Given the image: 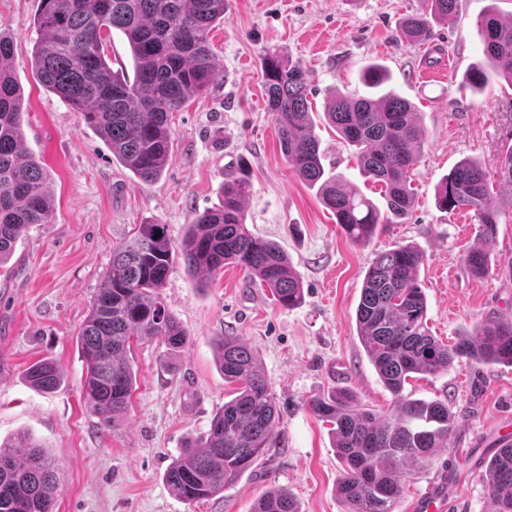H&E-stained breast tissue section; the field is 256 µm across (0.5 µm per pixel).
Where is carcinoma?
Returning a JSON list of instances; mask_svg holds the SVG:
<instances>
[{
    "mask_svg": "<svg viewBox=\"0 0 512 512\" xmlns=\"http://www.w3.org/2000/svg\"><path fill=\"white\" fill-rule=\"evenodd\" d=\"M34 19L40 38L31 49L34 72L96 129L112 156L137 182L158 181L172 144L173 114L223 76L209 34L224 21L225 0H40ZM459 0H422L406 16L402 38L431 36V20H453ZM484 62L466 71L462 84L486 87L498 77L512 84V25L491 10L478 21ZM126 38L134 75L112 71L107 36ZM20 46L0 33V266L33 224H49L53 198L48 177L28 151L23 96L13 75ZM263 86L280 149L302 181L318 186L322 202L350 241L366 245L378 226L404 219L414 206L412 175L423 148L415 106L390 91L337 94L324 107L325 121L357 149L362 174L380 187L387 213L341 174H326L316 124L307 98L305 72L282 55L262 58ZM371 88L385 83L379 65L364 69ZM495 175L512 185V147ZM252 185L244 176L224 181L218 203L187 225L174 245L165 224L139 225L112 249L78 343L86 365L83 391L88 412L104 426H117L128 411L136 370L128 353L134 342L161 341L173 355L189 336L162 296L175 256L188 274L202 278L226 265L269 289L282 307L303 300V287L280 245L253 233L244 203ZM437 204L450 213L473 212L481 243L465 254L467 268L482 277L492 269L483 242L494 237L501 205L489 193V173L476 160L458 162L437 189ZM423 254L409 245L380 252L368 269L356 310L363 349L380 381L395 398L385 413L362 407L352 391L339 389L310 401L316 417L331 425L344 476L339 495L348 512H394L405 466L430 461L448 447L455 413L448 402L403 394L415 375H435L460 360L512 365V319L489 317L448 346L428 327L426 296L418 280ZM224 382L235 396L213 416L205 434L188 437L164 473L171 493L195 503L233 483L268 453L279 415L276 398L255 353L239 339L216 340ZM32 387L60 384L56 363L42 359L26 370ZM488 491L496 512H512V442L497 443L487 463ZM60 468L45 441L32 434L0 440V512H54ZM252 512H299L286 489L264 493Z\"/></svg>",
    "mask_w": 512,
    "mask_h": 512,
    "instance_id": "obj_1",
    "label": "carcinoma"
}]
</instances>
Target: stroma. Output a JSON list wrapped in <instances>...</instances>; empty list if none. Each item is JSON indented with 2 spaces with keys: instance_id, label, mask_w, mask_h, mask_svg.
I'll list each match as a JSON object with an SVG mask.
<instances>
[{
  "instance_id": "obj_1",
  "label": "stroma",
  "mask_w": 512,
  "mask_h": 512,
  "mask_svg": "<svg viewBox=\"0 0 512 512\" xmlns=\"http://www.w3.org/2000/svg\"><path fill=\"white\" fill-rule=\"evenodd\" d=\"M457 19L437 20L424 42L399 38L401 19L419 0H227L211 42L224 72L208 92L173 117L172 146L162 179L138 184L81 113L48 92L28 54L40 0H0V32L21 47L14 72L23 93L25 143L47 171L54 196L51 223L33 225L0 267V439L29 432L42 438L61 469L55 512H252L272 488L287 489L300 512H346L343 477L329 427L309 402L338 388L386 412L392 394L380 382L358 336L356 307L377 251L411 244L424 255L419 279L434 336L452 344L490 316L512 318V279L477 278L464 264L479 237L477 220L459 229L457 213L437 207L435 189L461 159L495 172L512 146V85L461 88L463 71L482 62L477 20L489 7L512 16V0H460ZM277 52L307 73L309 100L322 113L331 95L367 96L361 81L371 63L389 73L387 89L417 109L425 139L413 175L415 204L404 222L379 225L372 242L352 243L316 187L283 157L261 76L265 53ZM456 64L447 67L445 56ZM435 72L421 84L423 69ZM323 163L373 201L378 186L359 170L355 149L318 121ZM247 174L252 192L246 222L279 243L304 288L302 303L284 308L225 266L204 280L175 261L162 293L189 334L167 355L161 342L135 343L129 355L137 385L116 429L100 426L85 406V362L77 337L112 258V248L139 225H167L173 242L214 206L227 177ZM504 209L486 244L492 261L512 258V195L491 181ZM235 336L253 348L279 409L270 452L222 494L187 504L163 475L188 436L203 434L232 397L215 366L214 340ZM55 360L62 375L53 392L34 389L25 370ZM404 393L445 400L456 425L445 448L411 466L394 512H413L417 497L452 468L455 512H494L485 462L504 426H512V366L457 364L418 376Z\"/></svg>"
}]
</instances>
